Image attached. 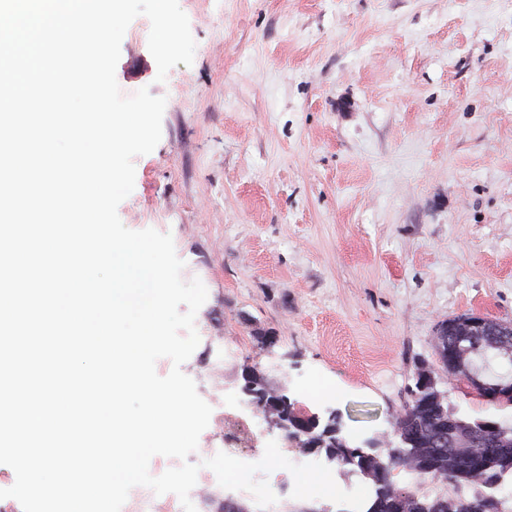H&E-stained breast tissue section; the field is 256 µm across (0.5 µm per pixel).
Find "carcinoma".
<instances>
[{
    "label": "carcinoma",
    "instance_id": "cac0c4a2",
    "mask_svg": "<svg viewBox=\"0 0 512 512\" xmlns=\"http://www.w3.org/2000/svg\"><path fill=\"white\" fill-rule=\"evenodd\" d=\"M434 351L444 373H451L455 351L467 355L481 373L494 365L512 372V347H495L488 336H457L434 343ZM251 385L261 412L287 419L293 415L288 398L277 395L263 377L252 374ZM450 413L454 410L436 394L410 390V401L392 423L398 434L380 455L348 447L338 435L335 421L320 430L311 419L299 423V428L305 447L334 453L338 465L350 466L372 480L374 496L368 512H442L439 498L399 492L389 478L391 470L403 468L432 480L444 478L457 486L482 485L494 499L505 479L512 477V422L500 421L498 432L487 433L486 421L458 415L448 434L439 425L448 421Z\"/></svg>",
    "mask_w": 512,
    "mask_h": 512
}]
</instances>
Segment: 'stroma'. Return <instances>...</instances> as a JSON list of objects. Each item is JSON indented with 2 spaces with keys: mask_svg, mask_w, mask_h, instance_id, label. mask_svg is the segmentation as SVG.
Listing matches in <instances>:
<instances>
[{
  "mask_svg": "<svg viewBox=\"0 0 512 512\" xmlns=\"http://www.w3.org/2000/svg\"><path fill=\"white\" fill-rule=\"evenodd\" d=\"M192 65L157 82L150 22L121 42L124 95L166 99L162 137L135 157L118 207L171 234L208 298L183 364L211 406L189 457L278 433L243 392L253 370L295 413L337 416L349 446L390 430L444 319L512 323V0H179ZM448 402L512 420L467 383ZM400 492L454 486L398 468Z\"/></svg>",
  "mask_w": 512,
  "mask_h": 512,
  "instance_id": "stroma-1",
  "label": "stroma"
}]
</instances>
